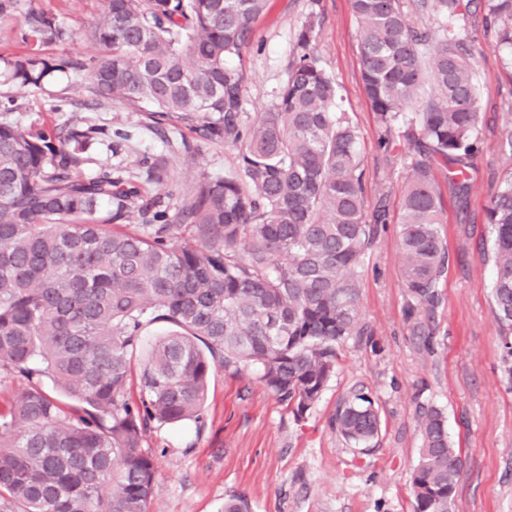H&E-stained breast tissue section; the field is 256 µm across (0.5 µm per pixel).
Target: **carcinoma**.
Listing matches in <instances>:
<instances>
[{
	"label": "carcinoma",
	"instance_id": "obj_1",
	"mask_svg": "<svg viewBox=\"0 0 512 512\" xmlns=\"http://www.w3.org/2000/svg\"><path fill=\"white\" fill-rule=\"evenodd\" d=\"M267 4L106 0L83 32L103 47L91 63L94 95L133 110L147 102L152 127L181 125L238 149L234 168L203 178L178 207L119 169L79 177L92 128L63 137L0 122V369L24 384L0 408V512H149L156 469L144 440L155 425L201 422L214 369L255 368L301 418L335 374L338 349L370 335L358 270L387 213L366 211L358 135L313 54V21L267 111L244 119L246 71L234 59ZM350 4L378 145L392 150L400 129L410 149L401 270L410 336L428 347L425 320L442 304L448 268L435 171L448 170L464 197L477 154L468 19L482 9L512 54V0H416L435 29L413 25L402 0ZM0 26L24 47L8 61L24 86L85 67L41 52L72 38L54 12L0 0ZM135 212L142 224L123 223ZM485 212L494 317L512 374V168ZM156 323L170 331L147 345L144 330ZM330 424L370 450L381 420L365 384L343 393ZM418 426L412 512H452L461 449L440 409L421 407Z\"/></svg>",
	"mask_w": 512,
	"mask_h": 512
}]
</instances>
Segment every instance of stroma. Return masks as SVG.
<instances>
[{"mask_svg": "<svg viewBox=\"0 0 512 512\" xmlns=\"http://www.w3.org/2000/svg\"><path fill=\"white\" fill-rule=\"evenodd\" d=\"M25 8L58 14L72 40L45 46L46 56L82 60L100 55L83 31L101 15L103 0H23ZM315 21L314 52L333 77L359 137L367 212L385 206L388 218L360 269L361 317L367 341L343 346L336 373L303 419H296L257 380L253 368L240 373L215 369L209 380L202 422L163 425L143 448L152 455L156 485L150 512H221L225 500L245 495L250 512H412L410 477L419 459L421 407L443 413L448 438L460 448L463 470L453 512H512V379L503 370L493 316L494 271L483 254L491 247L485 206L512 155L502 146L512 132V64L486 37L481 15L468 29L475 46L474 81L481 112L479 151L467 197L435 178L441 192L440 226L449 263L441 283L443 301L434 320L432 345L410 337V301L401 271L398 216L410 174L404 147L385 153L377 146L381 128L364 93L357 24L350 0H269L241 50L246 68L245 118L267 111L286 79L297 34ZM87 72L58 73L41 87L0 81V96L17 108L0 121L27 129L93 128L79 174L89 179L122 165L143 174L166 160L168 187L178 199L190 196L206 176L235 164V152L201 141L188 129L150 126L145 112L109 102L97 104ZM374 394L382 420L372 452L359 453L330 426L339 397L352 384Z\"/></svg>", "mask_w": 512, "mask_h": 512, "instance_id": "35a3bbf8", "label": "stroma"}]
</instances>
